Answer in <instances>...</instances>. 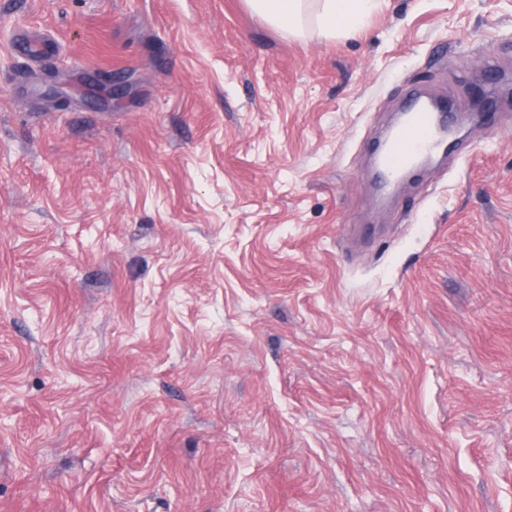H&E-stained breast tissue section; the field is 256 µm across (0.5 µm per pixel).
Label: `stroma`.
Returning <instances> with one entry per match:
<instances>
[{
	"label": "stroma",
	"mask_w": 512,
	"mask_h": 512,
	"mask_svg": "<svg viewBox=\"0 0 512 512\" xmlns=\"http://www.w3.org/2000/svg\"><path fill=\"white\" fill-rule=\"evenodd\" d=\"M316 14L0 0V512H512V101L385 199L364 149L512 0ZM310 0H246L251 11L264 22L290 37L302 33V20ZM376 0H316L320 5V28L326 35L336 33V21L343 25L358 23Z\"/></svg>",
	"instance_id": "obj_1"
}]
</instances>
